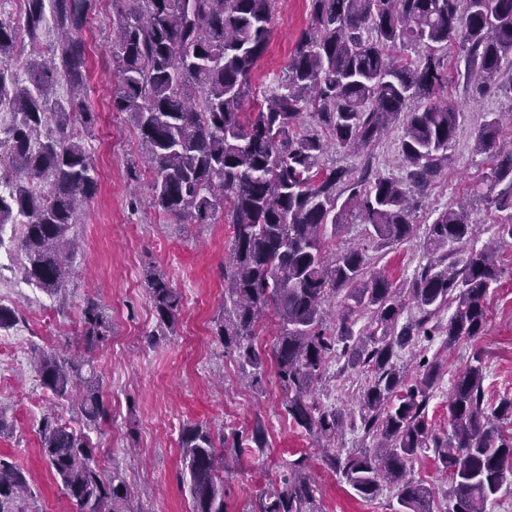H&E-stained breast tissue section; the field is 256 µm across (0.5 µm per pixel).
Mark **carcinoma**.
<instances>
[{"mask_svg":"<svg viewBox=\"0 0 512 512\" xmlns=\"http://www.w3.org/2000/svg\"><path fill=\"white\" fill-rule=\"evenodd\" d=\"M109 47L118 71L113 109L125 112L151 167L150 205L175 222L210 224L218 206L230 211L231 254L224 272V308L213 336L235 353L251 383L264 365L253 346L262 315L278 323L274 350L288 419L327 441L326 459L366 501L382 485L396 492L399 512H434L433 494L411 477L417 452L434 448L450 480L448 512H488L512 487V398L489 410L481 355L475 353L452 387L450 433H433L425 409L442 376L440 360L418 363L407 380L396 348L413 337L443 336L448 347L483 334L486 299L498 274L491 250L464 251L459 263L430 262L408 292L383 275L365 277V249L328 253L343 219L356 212L371 239L397 245L414 231V196L448 166V149L463 113L440 98L448 84L438 52L450 44L464 60L462 77L473 94L491 83L512 95V0H309L311 25L296 39L288 69L257 112L242 118L250 76L267 51L277 0H119ZM90 0H26L25 36L0 20V226L23 225L27 282L61 291L75 244L68 237L96 194L98 174L74 125L95 121L86 102L87 68L79 33ZM56 40L43 49L47 28ZM423 47L413 59L407 48ZM25 58L26 79L14 61ZM66 85L60 94L58 86ZM312 122H303L304 116ZM402 125L398 176L371 175L323 163L330 149L367 148ZM500 118L486 113L476 139L488 155V204L507 212L497 237L512 241V147H496ZM477 232L467 207H447L427 227L426 250L465 245ZM147 292L157 323L154 340L173 330L182 297L160 270ZM373 314L375 330L356 336L342 318L323 328L324 306L337 296ZM419 315L399 324L408 304ZM455 304L448 322L434 318ZM354 307V308H356ZM348 307L349 311H354ZM86 357L38 354L44 387L59 398L81 386L80 413L98 426L109 419L91 353L108 336L109 320L89 299L82 309ZM367 374L357 403L373 452L329 447L343 417L318 410L311 391L331 357ZM42 452L78 512H135L119 471L94 463L95 446L52 415L40 421ZM191 512H224V479L210 428L187 424L179 440ZM303 461L289 464L281 484L259 497V512H319ZM24 472L0 459V512H18Z\"/></svg>","mask_w":512,"mask_h":512,"instance_id":"cac0c4a2","label":"carcinoma"}]
</instances>
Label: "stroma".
Returning <instances> with one entry per match:
<instances>
[{
  "instance_id": "obj_1",
  "label": "stroma",
  "mask_w": 512,
  "mask_h": 512,
  "mask_svg": "<svg viewBox=\"0 0 512 512\" xmlns=\"http://www.w3.org/2000/svg\"><path fill=\"white\" fill-rule=\"evenodd\" d=\"M117 9L116 0H93L82 32L91 89L88 105L97 119L81 135L98 173V190L81 223L69 231L81 247L65 291L50 294L24 279L27 259L18 247L22 226L0 239V306L17 318L11 327L0 329V416L8 424L0 433V458L25 473L28 492L18 503L20 512H76L42 453L38 429L47 413L90 438L98 448L96 464L107 472L119 470L138 512H190L179 447L188 423L207 425L226 445L225 512H257L260 493L276 482L288 462L299 458L319 489L322 512H397L392 488H384L373 501L362 500L328 466L324 449L285 414L273 356L274 320H266L253 338L264 360L260 388L240 382L236 356L225 354L215 341L212 330L224 306V271L232 246L229 212L218 208L210 224H177L149 208L151 176L144 170L138 139L125 113L112 109L118 82L108 46ZM311 20L309 0H277L267 52L251 74L254 91L275 88L299 33ZM443 59L453 76L441 97L463 111L464 118L449 148L452 164L418 199L414 237L383 245L368 238L364 224L354 217L336 234L337 244L365 246L371 270L403 289L411 287L428 263L426 229L447 206L461 201L469 206L477 226L474 248L496 243L498 281L489 290L483 335L451 349L438 338H416L397 355L404 371L412 370L418 354L446 361L448 369L426 408L429 423L441 436L450 430L448 394L473 352H481L486 366V400L495 404L512 396V245L496 241L501 214L483 198L490 165L475 149L485 114L512 113V96L495 88L472 96L463 78L454 74L460 63L457 48H449ZM402 134L395 126L367 151L331 152L324 160L356 171L368 165L373 173L393 175ZM155 269L164 271L180 292L182 311L173 332L153 341L149 334L156 317L146 280ZM90 298L102 305L111 327L95 352L94 367L110 412L109 422L98 426L83 421L80 390L56 397L43 387L32 362L39 351L81 350L80 316ZM363 383L361 373L336 359L312 399L319 408L353 413ZM257 425L265 433L264 448L243 447Z\"/></svg>"
}]
</instances>
